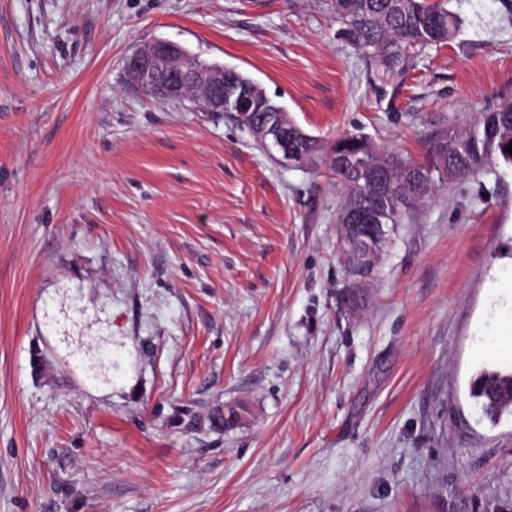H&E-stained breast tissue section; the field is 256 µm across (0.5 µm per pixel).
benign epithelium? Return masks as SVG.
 <instances>
[{
    "mask_svg": "<svg viewBox=\"0 0 512 512\" xmlns=\"http://www.w3.org/2000/svg\"><path fill=\"white\" fill-rule=\"evenodd\" d=\"M226 68L207 63L191 55L178 43L158 39L136 50L126 61L127 84L142 93L156 91L169 100L190 98L206 109L219 107L224 111V98L250 99L246 88L225 89ZM253 135L263 144L276 146V158L283 164L301 162L302 144L285 140L282 124L272 119L252 125ZM390 201L379 195L368 211L343 215L341 226L345 230L342 242H352L373 268L391 242L394 225L385 223Z\"/></svg>",
    "mask_w": 512,
    "mask_h": 512,
    "instance_id": "benign-epithelium-1",
    "label": "benign epithelium"
}]
</instances>
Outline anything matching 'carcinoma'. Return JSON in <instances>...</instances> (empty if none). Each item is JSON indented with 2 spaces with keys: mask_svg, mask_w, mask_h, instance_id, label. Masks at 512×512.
Here are the masks:
<instances>
[{
  "mask_svg": "<svg viewBox=\"0 0 512 512\" xmlns=\"http://www.w3.org/2000/svg\"><path fill=\"white\" fill-rule=\"evenodd\" d=\"M333 11L355 48L385 75L404 71L415 54L447 44L462 25L460 15L448 9L446 0H334ZM358 140L357 136L340 138L348 163L344 167L332 164L336 182L343 188L340 210L371 206L384 175L393 199L412 201L409 209L394 204L388 208L390 223L402 224L438 185L448 182L440 162L454 168L459 177L481 170L493 157L512 166V155L505 150L512 142V102L486 109L467 126L431 135L426 141L425 163L385 150L366 151L357 145ZM311 141V164L327 151L339 153L340 142L327 148L314 136ZM470 395L481 404L485 418L496 423L503 413H512V373L479 372L471 382Z\"/></svg>",
  "mask_w": 512,
  "mask_h": 512,
  "instance_id": "carcinoma-1",
  "label": "carcinoma"
}]
</instances>
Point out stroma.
I'll use <instances>...</instances> for the list:
<instances>
[{
	"label": "stroma",
	"instance_id": "stroma-1",
	"mask_svg": "<svg viewBox=\"0 0 512 512\" xmlns=\"http://www.w3.org/2000/svg\"><path fill=\"white\" fill-rule=\"evenodd\" d=\"M332 0H0V512H512V168L437 188L356 311L328 165L125 83L158 39L414 162L512 100V0L386 76ZM470 395L481 404L485 418L496 423L504 412L512 413V373L482 370L471 382Z\"/></svg>",
	"mask_w": 512,
	"mask_h": 512
}]
</instances>
